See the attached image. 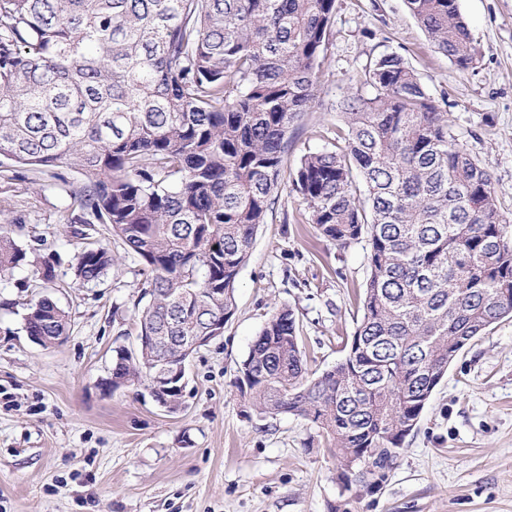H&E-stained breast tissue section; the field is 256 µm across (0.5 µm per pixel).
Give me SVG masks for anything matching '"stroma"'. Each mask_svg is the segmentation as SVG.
I'll return each mask as SVG.
<instances>
[{"instance_id": "1", "label": "stroma", "mask_w": 512, "mask_h": 512, "mask_svg": "<svg viewBox=\"0 0 512 512\" xmlns=\"http://www.w3.org/2000/svg\"><path fill=\"white\" fill-rule=\"evenodd\" d=\"M477 45L458 71L431 48L405 0H336L318 98L289 133L286 170L321 149L340 124L337 105L370 59L395 51L434 97L453 133L492 177L512 213V0H458ZM63 179L20 169L0 179V211L23 219L15 237L31 262L0 281V512H512V318L500 320L449 366L387 481L342 489L328 438L291 414L262 418L236 387L238 367L272 312L293 309L308 367L344 356L361 318L367 239L323 238L291 185L261 225L235 284V313L220 338L189 360L180 411L145 383L109 392L118 348L135 349L140 266L117 259L100 282L79 284L71 263L103 224H71ZM56 259L49 295L70 320L65 341L44 348L23 329L37 297L35 265Z\"/></svg>"}]
</instances>
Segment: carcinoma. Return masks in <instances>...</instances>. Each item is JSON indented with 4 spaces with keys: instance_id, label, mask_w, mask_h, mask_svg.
Returning <instances> with one entry per match:
<instances>
[{
    "instance_id": "obj_1",
    "label": "carcinoma",
    "mask_w": 512,
    "mask_h": 512,
    "mask_svg": "<svg viewBox=\"0 0 512 512\" xmlns=\"http://www.w3.org/2000/svg\"><path fill=\"white\" fill-rule=\"evenodd\" d=\"M436 52L464 72L476 46L457 0H406ZM336 0H0V166L70 191L72 223L106 224L146 273L139 336H211L284 181L288 133L311 107ZM332 148L289 178L324 238H368L362 319L345 356L312 377L294 311L264 323L236 385L261 417L316 424L344 463L383 485L458 354L512 317V220L448 112L397 52L370 60L339 105ZM364 183L360 191L356 179ZM0 215V278L29 263ZM101 244L75 279L114 264ZM24 331L48 347L69 316L32 299ZM138 343L112 390L152 383L181 354Z\"/></svg>"
}]
</instances>
